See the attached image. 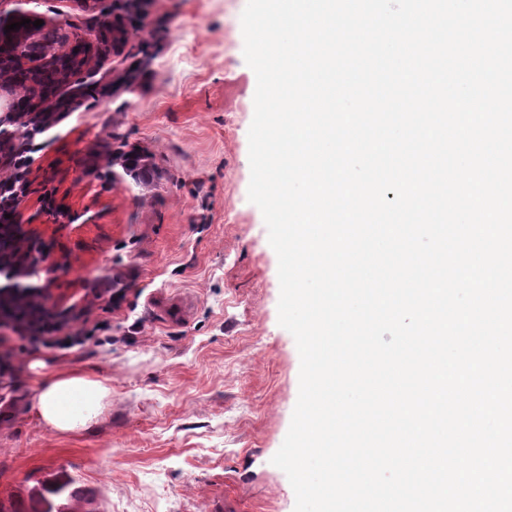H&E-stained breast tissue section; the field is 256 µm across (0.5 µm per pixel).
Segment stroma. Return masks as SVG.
<instances>
[{
    "instance_id": "35a3bbf8",
    "label": "stroma",
    "mask_w": 512,
    "mask_h": 512,
    "mask_svg": "<svg viewBox=\"0 0 512 512\" xmlns=\"http://www.w3.org/2000/svg\"><path fill=\"white\" fill-rule=\"evenodd\" d=\"M247 0H149L147 27L123 52L93 59L97 80L154 44L131 93L99 98L40 135L23 204L50 244L41 285L55 312L79 311L94 286L121 278L118 308L95 310L84 345L16 343V378H0V492L64 470L97 512H294L271 459L299 394L300 357L278 322V258L248 199L256 76L246 64ZM119 136L148 150L156 174L86 177L83 160ZM85 214L53 224L43 200ZM85 373L110 395L87 428L38 420L36 387Z\"/></svg>"
}]
</instances>
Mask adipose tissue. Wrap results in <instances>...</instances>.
<instances>
[{
  "label": "adipose tissue",
  "instance_id": "1",
  "mask_svg": "<svg viewBox=\"0 0 512 512\" xmlns=\"http://www.w3.org/2000/svg\"><path fill=\"white\" fill-rule=\"evenodd\" d=\"M108 393V388L98 380L63 374L40 386L32 408L45 424L60 432H70L97 418Z\"/></svg>",
  "mask_w": 512,
  "mask_h": 512
}]
</instances>
